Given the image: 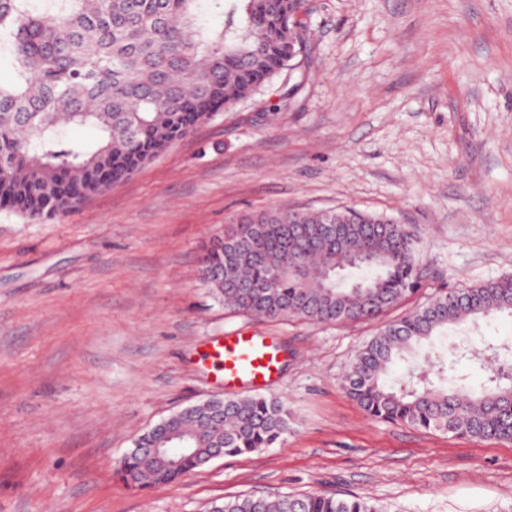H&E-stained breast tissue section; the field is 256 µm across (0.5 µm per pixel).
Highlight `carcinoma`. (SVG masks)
I'll use <instances>...</instances> for the list:
<instances>
[{"instance_id":"cac0c4a2","label":"carcinoma","mask_w":512,"mask_h":512,"mask_svg":"<svg viewBox=\"0 0 512 512\" xmlns=\"http://www.w3.org/2000/svg\"><path fill=\"white\" fill-rule=\"evenodd\" d=\"M302 0H0V207L31 218L69 211L193 132L225 103L293 67L290 27ZM224 16L204 23L203 7ZM93 125L95 145L61 124ZM198 266L211 296L236 313L319 324L375 319L418 287L416 241L402 224L355 210L243 215ZM512 314V279L439 295L384 325L355 353L343 389L371 418L512 442V364L476 358L477 387L448 373L433 339L452 326ZM415 366L386 379L398 360ZM176 431L174 461L151 452ZM292 432L288 409L263 395L215 397L138 437L116 473L135 490L173 483L216 449L232 457ZM208 512H390L334 495L230 498Z\"/></svg>"}]
</instances>
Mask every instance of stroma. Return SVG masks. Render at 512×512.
<instances>
[{"label":"stroma","instance_id":"obj_1","mask_svg":"<svg viewBox=\"0 0 512 512\" xmlns=\"http://www.w3.org/2000/svg\"><path fill=\"white\" fill-rule=\"evenodd\" d=\"M290 81L239 99L78 208L0 210V512H206L330 493L390 512H512V443L369 418L342 388L385 321L512 278V0H303ZM385 215L419 289L346 325L224 309L200 255L250 211ZM273 337L293 431L137 491L116 473L170 414L223 396L225 334Z\"/></svg>","mask_w":512,"mask_h":512}]
</instances>
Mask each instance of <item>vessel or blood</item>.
Listing matches in <instances>:
<instances>
[{
	"label": "vessel or blood",
	"mask_w": 512,
	"mask_h": 512,
	"mask_svg": "<svg viewBox=\"0 0 512 512\" xmlns=\"http://www.w3.org/2000/svg\"><path fill=\"white\" fill-rule=\"evenodd\" d=\"M210 356L220 367L224 387L228 390L266 388L279 371L277 347L265 338L244 331L226 334L223 340L214 342Z\"/></svg>",
	"instance_id": "b4317fda"
}]
</instances>
